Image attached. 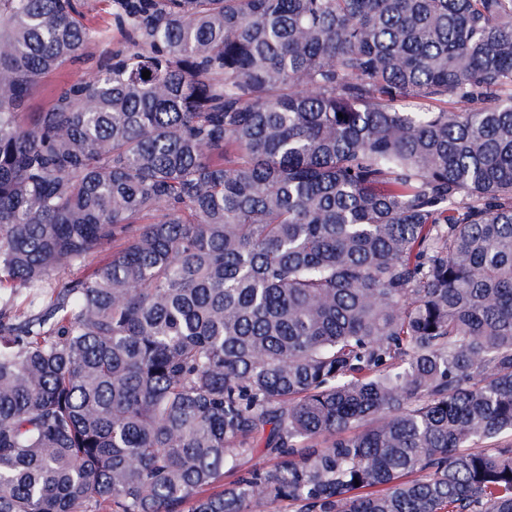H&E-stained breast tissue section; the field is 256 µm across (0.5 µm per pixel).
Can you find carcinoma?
I'll return each instance as SVG.
<instances>
[{"label": "carcinoma", "instance_id": "1", "mask_svg": "<svg viewBox=\"0 0 512 512\" xmlns=\"http://www.w3.org/2000/svg\"><path fill=\"white\" fill-rule=\"evenodd\" d=\"M112 18L0 0V512H512V0ZM84 9L88 25L96 30H107L108 41H92L74 61L61 69L42 77L32 89L23 112H42L52 103L55 92L65 85L91 80L98 74L101 65L117 46L119 34L112 32V1L85 0Z\"/></svg>", "mask_w": 512, "mask_h": 512}]
</instances>
